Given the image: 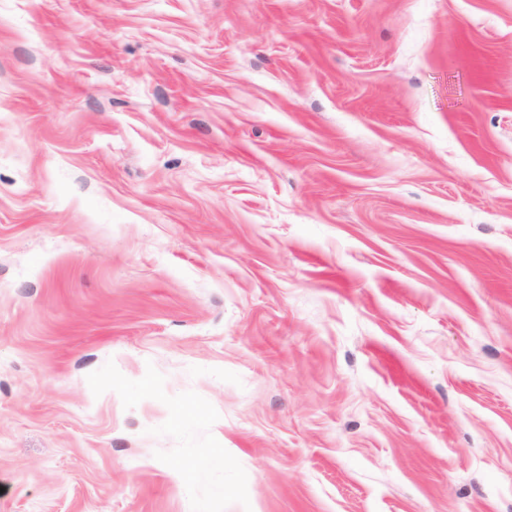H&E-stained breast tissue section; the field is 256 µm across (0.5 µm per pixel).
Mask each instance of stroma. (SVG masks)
Wrapping results in <instances>:
<instances>
[{
	"label": "stroma",
	"instance_id": "stroma-1",
	"mask_svg": "<svg viewBox=\"0 0 512 512\" xmlns=\"http://www.w3.org/2000/svg\"><path fill=\"white\" fill-rule=\"evenodd\" d=\"M0 512H512V0H0Z\"/></svg>",
	"mask_w": 512,
	"mask_h": 512
}]
</instances>
